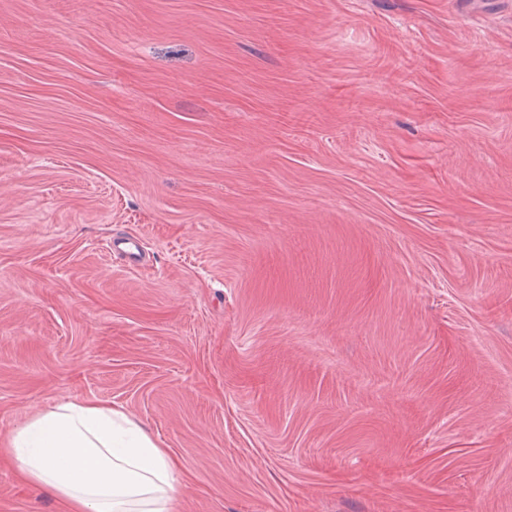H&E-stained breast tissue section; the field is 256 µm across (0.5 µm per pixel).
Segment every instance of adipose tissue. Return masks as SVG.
Segmentation results:
<instances>
[{
  "mask_svg": "<svg viewBox=\"0 0 512 512\" xmlns=\"http://www.w3.org/2000/svg\"><path fill=\"white\" fill-rule=\"evenodd\" d=\"M62 512H181L176 459L126 409L102 399L54 404L0 440V460Z\"/></svg>",
  "mask_w": 512,
  "mask_h": 512,
  "instance_id": "1",
  "label": "adipose tissue"
}]
</instances>
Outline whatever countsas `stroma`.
<instances>
[{
    "mask_svg": "<svg viewBox=\"0 0 512 512\" xmlns=\"http://www.w3.org/2000/svg\"><path fill=\"white\" fill-rule=\"evenodd\" d=\"M83 398L183 512H512V0H0V437Z\"/></svg>",
    "mask_w": 512,
    "mask_h": 512,
    "instance_id": "35a3bbf8",
    "label": "stroma"
}]
</instances>
